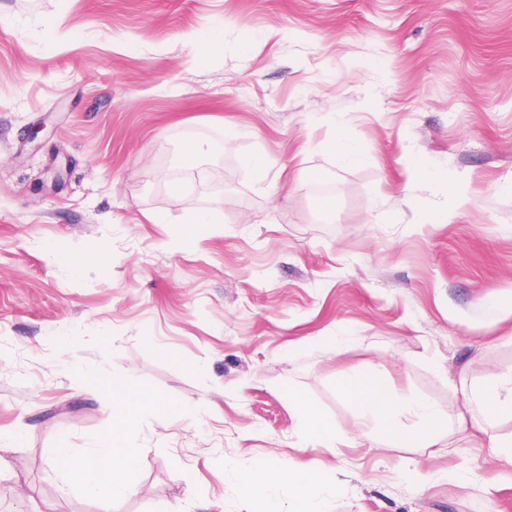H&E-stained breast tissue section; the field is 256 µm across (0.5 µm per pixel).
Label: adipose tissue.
Here are the masks:
<instances>
[{"mask_svg":"<svg viewBox=\"0 0 512 512\" xmlns=\"http://www.w3.org/2000/svg\"><path fill=\"white\" fill-rule=\"evenodd\" d=\"M96 383L112 409V432L106 436L104 447L82 456L69 448H56L52 456L69 484L95 498L102 512H112L114 501L130 490L129 477L136 467L135 456L124 445L130 424L157 414L175 418L183 410L160 395L141 391L130 379L105 370L97 372ZM341 391L357 407L365 424L395 443L433 441L443 424L440 411L432 403L397 393L377 375L345 378ZM471 397L489 415L512 416V372L472 389ZM288 398L312 439L321 447H335L336 430L324 421L319 409L296 390H289ZM238 484L244 495L264 500L280 488H294L287 507H271L267 512H329L320 495V473L315 469L301 480L289 467L261 466L239 476Z\"/></svg>","mask_w":512,"mask_h":512,"instance_id":"ef3b65f1","label":"adipose tissue"}]
</instances>
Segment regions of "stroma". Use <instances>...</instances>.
I'll return each mask as SVG.
<instances>
[{
  "label": "stroma",
  "instance_id": "stroma-1",
  "mask_svg": "<svg viewBox=\"0 0 512 512\" xmlns=\"http://www.w3.org/2000/svg\"><path fill=\"white\" fill-rule=\"evenodd\" d=\"M511 183L512 0H0V512H101L50 454L112 431L75 363L188 410L127 433L115 512H258L229 462L318 469L331 512H512V417L469 396L512 371ZM367 374L437 443L368 438L339 388ZM288 399L302 416L305 428L312 439L323 448H335L338 440L336 429L324 421L319 409L303 394L290 387Z\"/></svg>",
  "mask_w": 512,
  "mask_h": 512
}]
</instances>
